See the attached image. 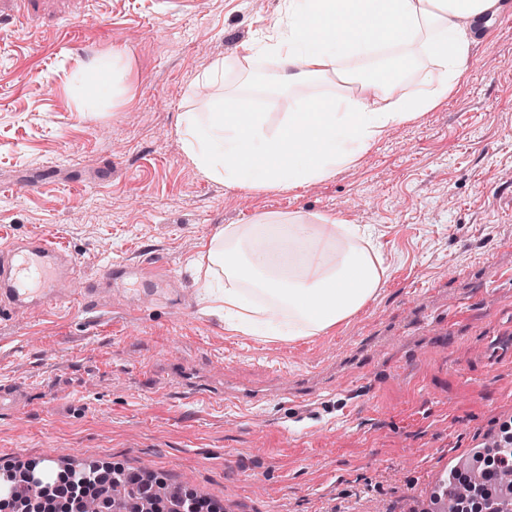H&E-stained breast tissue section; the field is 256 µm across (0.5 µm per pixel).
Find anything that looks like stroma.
<instances>
[{
	"instance_id": "35a3bbf8",
	"label": "stroma",
	"mask_w": 512,
	"mask_h": 512,
	"mask_svg": "<svg viewBox=\"0 0 512 512\" xmlns=\"http://www.w3.org/2000/svg\"><path fill=\"white\" fill-rule=\"evenodd\" d=\"M283 0H0V238L51 235L84 277L162 257L183 301L105 292L0 318V471L67 454L181 481L223 512H406L512 421V17L471 44L457 91L357 164L292 191L206 179L176 134L198 75L225 86ZM120 50L128 94L75 101ZM373 224L389 278L348 324L292 343L228 333L189 270L225 224L270 212ZM255 397L225 408V390Z\"/></svg>"
}]
</instances>
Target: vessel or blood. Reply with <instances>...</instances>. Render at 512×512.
Masks as SVG:
<instances>
[{"mask_svg": "<svg viewBox=\"0 0 512 512\" xmlns=\"http://www.w3.org/2000/svg\"><path fill=\"white\" fill-rule=\"evenodd\" d=\"M82 281L80 300L99 298L103 289L137 288L146 293H173L175 277L161 260L142 264L115 261L92 279H83L77 261L59 241L33 237L0 243V314H16L69 300V283Z\"/></svg>", "mask_w": 512, "mask_h": 512, "instance_id": "b4317fda", "label": "vessel or blood"}]
</instances>
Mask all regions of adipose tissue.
<instances>
[{"mask_svg":"<svg viewBox=\"0 0 512 512\" xmlns=\"http://www.w3.org/2000/svg\"><path fill=\"white\" fill-rule=\"evenodd\" d=\"M501 0H284L271 34L246 45L276 62L283 87L336 78L344 92L297 99L277 126L233 95L184 113L183 150L209 180L250 191L295 190L355 164L396 125L458 87L469 38L461 19ZM121 53L83 73L95 95L121 94ZM193 267L205 310L226 330L294 340L331 332L375 298L388 267L375 227L330 214L268 212L227 224Z\"/></svg>","mask_w":512,"mask_h":512,"instance_id":"1","label":"adipose tissue"}]
</instances>
